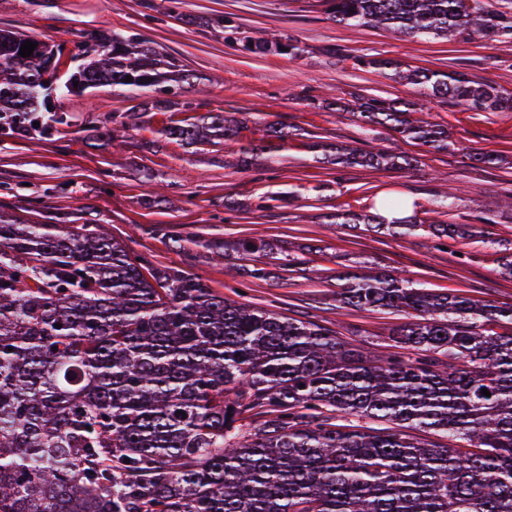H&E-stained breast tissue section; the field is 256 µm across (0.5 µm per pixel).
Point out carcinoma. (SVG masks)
I'll return each mask as SVG.
<instances>
[{
  "instance_id": "cac0c4a2",
  "label": "carcinoma",
  "mask_w": 512,
  "mask_h": 512,
  "mask_svg": "<svg viewBox=\"0 0 512 512\" xmlns=\"http://www.w3.org/2000/svg\"><path fill=\"white\" fill-rule=\"evenodd\" d=\"M327 11L339 24L448 40L512 33V15L488 0H327ZM228 39L256 54L302 52L290 39L253 40L235 28ZM28 40L37 47L22 57ZM64 49L0 29V135L46 132L33 122L57 91H153L149 110L169 112L176 102L163 94L202 82L154 43L114 31L82 50L60 86ZM366 64L435 98L512 112V94L461 73ZM339 109L434 151L453 146L447 129L412 118L409 102L359 98ZM139 119L127 114L108 136ZM293 131L267 124V144L241 148L235 167L248 169L251 153L279 149ZM157 133L216 145L237 127L206 112ZM308 149L317 161L411 165L385 151ZM416 207L386 195L377 213L341 212L336 223L398 236L427 228L453 240L475 233L474 224H419L408 214ZM233 249L245 259L270 243L245 238ZM338 296L406 313L412 321L393 335L420 356L367 363L326 328L150 266L103 224H31L0 211V512H512V305L432 292L385 271L343 275ZM345 416L391 426L346 432L337 424Z\"/></svg>"
}]
</instances>
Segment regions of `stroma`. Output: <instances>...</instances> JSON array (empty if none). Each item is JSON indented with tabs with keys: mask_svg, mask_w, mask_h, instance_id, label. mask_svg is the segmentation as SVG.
<instances>
[{
	"mask_svg": "<svg viewBox=\"0 0 512 512\" xmlns=\"http://www.w3.org/2000/svg\"><path fill=\"white\" fill-rule=\"evenodd\" d=\"M260 38L298 41L299 56L243 51L224 26ZM70 48L117 31L152 41L203 74L176 99L196 112L230 111L241 120L236 140L187 147L158 136L179 112H148L139 127L111 141L105 132L148 92L128 95L104 86L57 103L49 134L0 135V209L33 224H106L154 267L176 268L225 298L334 331L364 358L377 361L409 349L392 329L403 313L357 310L336 300L346 272L385 271L437 292L512 305V278L500 275L512 255V112H474L419 87L359 66L387 58L414 67L454 71L512 92V38L446 41L334 22L322 0H0V28ZM413 103L418 117L446 127L454 143L434 152L382 127L364 124L333 100L353 97ZM298 129L276 161L230 167L233 151L260 144L265 123ZM349 144L412 158L406 169L320 163L309 143ZM496 154L474 164L470 150ZM288 189L289 203L272 200ZM399 193L418 204L422 228L410 236L334 224V214L368 213L374 201ZM484 223L485 236L440 248L429 224ZM181 236V247L170 239ZM267 240L272 250L241 261L232 246ZM267 275L251 277L253 268Z\"/></svg>",
	"mask_w": 512,
	"mask_h": 512,
	"instance_id": "obj_1",
	"label": "stroma"
}]
</instances>
